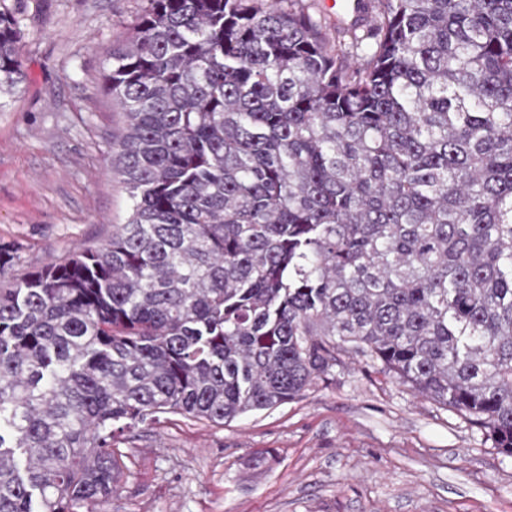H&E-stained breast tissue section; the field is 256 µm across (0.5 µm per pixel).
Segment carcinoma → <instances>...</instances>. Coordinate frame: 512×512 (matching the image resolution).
<instances>
[{
	"mask_svg": "<svg viewBox=\"0 0 512 512\" xmlns=\"http://www.w3.org/2000/svg\"><path fill=\"white\" fill-rule=\"evenodd\" d=\"M0 10V88L24 81ZM127 222L0 289V512H100L118 425L352 350L512 455V0H143L107 54ZM305 3L312 4L314 9H311L310 12L315 14L316 17L320 15H324L329 17L336 23V15H352L353 19L359 18L363 13V2L359 0H342L339 3L338 11H336V7L332 10H327L325 8L324 1L327 0H303ZM333 12L335 14V19L331 14Z\"/></svg>",
	"mask_w": 512,
	"mask_h": 512,
	"instance_id": "1",
	"label": "carcinoma"
}]
</instances>
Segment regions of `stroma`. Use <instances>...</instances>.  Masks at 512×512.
Returning <instances> with one entry per match:
<instances>
[{
  "label": "stroma",
  "mask_w": 512,
  "mask_h": 512,
  "mask_svg": "<svg viewBox=\"0 0 512 512\" xmlns=\"http://www.w3.org/2000/svg\"><path fill=\"white\" fill-rule=\"evenodd\" d=\"M140 4L0 0L20 19L26 73L0 92V244L18 255L0 288L127 218L107 158L124 117L104 75ZM114 446L121 470L103 512H512V457L351 351L294 401L224 425L165 414Z\"/></svg>",
  "instance_id": "obj_1"
}]
</instances>
